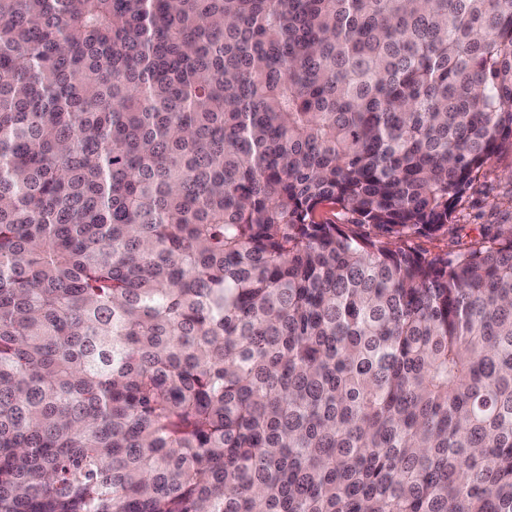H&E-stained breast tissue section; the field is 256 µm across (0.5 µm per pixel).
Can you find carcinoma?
<instances>
[{"instance_id":"cac0c4a2","label":"carcinoma","mask_w":512,"mask_h":512,"mask_svg":"<svg viewBox=\"0 0 512 512\" xmlns=\"http://www.w3.org/2000/svg\"><path fill=\"white\" fill-rule=\"evenodd\" d=\"M507 143L512 0H0V512H512ZM512 148L507 146L478 174L452 214L454 229L447 237L419 238L416 246L426 256L448 255L479 238L482 226L512 224Z\"/></svg>"}]
</instances>
